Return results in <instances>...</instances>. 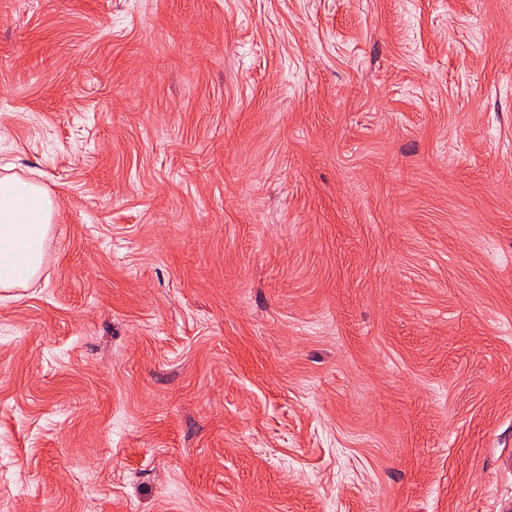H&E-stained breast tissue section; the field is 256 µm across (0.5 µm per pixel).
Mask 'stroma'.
I'll return each mask as SVG.
<instances>
[{"mask_svg":"<svg viewBox=\"0 0 512 512\" xmlns=\"http://www.w3.org/2000/svg\"><path fill=\"white\" fill-rule=\"evenodd\" d=\"M0 512H512V0H0ZM56 206L45 188L15 176L0 178V287L26 286L41 271Z\"/></svg>","mask_w":512,"mask_h":512,"instance_id":"obj_1","label":"stroma"}]
</instances>
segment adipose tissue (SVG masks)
Here are the masks:
<instances>
[{"label":"adipose tissue","mask_w":512,"mask_h":512,"mask_svg":"<svg viewBox=\"0 0 512 512\" xmlns=\"http://www.w3.org/2000/svg\"><path fill=\"white\" fill-rule=\"evenodd\" d=\"M56 213L45 188L0 178V287L26 286L41 271L43 247Z\"/></svg>","instance_id":"1"}]
</instances>
